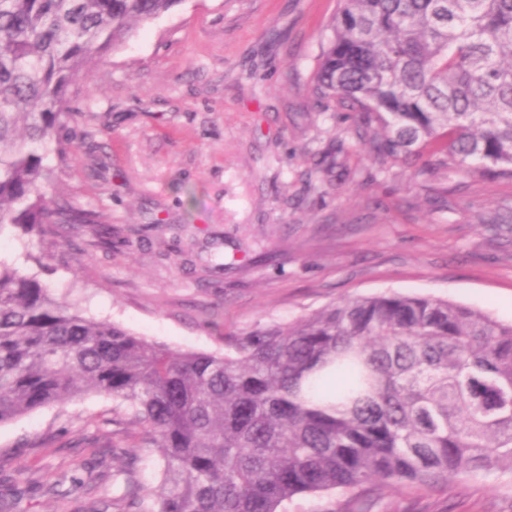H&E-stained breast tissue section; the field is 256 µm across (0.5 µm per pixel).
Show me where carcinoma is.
Masks as SVG:
<instances>
[{
    "instance_id": "carcinoma-1",
    "label": "carcinoma",
    "mask_w": 512,
    "mask_h": 512,
    "mask_svg": "<svg viewBox=\"0 0 512 512\" xmlns=\"http://www.w3.org/2000/svg\"><path fill=\"white\" fill-rule=\"evenodd\" d=\"M178 0H0V233L93 226L48 200L68 90ZM316 92L382 165L512 180V0H339ZM377 127L370 138L366 130ZM89 393L160 453L91 512H283L301 494L512 475V323L424 295L354 297L176 351L93 321L0 260V426ZM22 491L0 490V512Z\"/></svg>"
}]
</instances>
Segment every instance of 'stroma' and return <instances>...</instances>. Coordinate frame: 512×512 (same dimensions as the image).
<instances>
[{"label": "stroma", "instance_id": "1", "mask_svg": "<svg viewBox=\"0 0 512 512\" xmlns=\"http://www.w3.org/2000/svg\"><path fill=\"white\" fill-rule=\"evenodd\" d=\"M337 0H179L71 87V152L47 195L103 230L0 233V260L85 317L181 351L334 302L426 295L512 322V181L380 165L351 112L316 93ZM111 397L0 426V475L57 483L23 512H87L128 460ZM372 512H512V477L375 488Z\"/></svg>", "mask_w": 512, "mask_h": 512}]
</instances>
